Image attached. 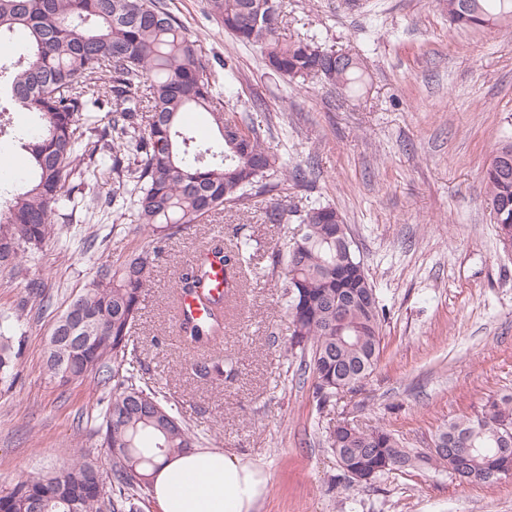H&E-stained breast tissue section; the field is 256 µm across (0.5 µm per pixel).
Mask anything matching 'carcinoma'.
<instances>
[{"mask_svg":"<svg viewBox=\"0 0 512 512\" xmlns=\"http://www.w3.org/2000/svg\"><path fill=\"white\" fill-rule=\"evenodd\" d=\"M209 12L244 46H258L271 72L292 82L320 78L352 95L364 85L358 54L324 50L312 38L280 40V0H207ZM448 18L461 28L512 21V0H448ZM25 56H16L17 44ZM0 85L9 103L34 117L14 136L28 154L29 173L0 203V270L18 271L65 224L128 220L150 241L123 260L97 268L89 286L57 317L48 343L52 375L75 381L89 374L112 386L97 431L112 459L103 480L96 462L80 458L60 471L35 472L0 491V512H142L154 459L192 447L179 413L138 384L131 329L144 292L154 280L160 244L188 224L270 194L288 180V166L253 123L224 109L217 72L199 54L198 40L161 0H0ZM186 112H206L217 130L198 141L183 126ZM512 155V140L496 145L485 171L486 201L499 231L512 232V167L494 164ZM112 184V194L97 189ZM329 204L299 214L282 263L290 350L312 371L318 409L341 392H354L375 370L381 351L384 306L366 273L343 276L347 260L361 264L350 232ZM249 239L211 249L228 271L226 288L252 260ZM174 288L193 294L202 319L178 313L188 346L224 335V298L209 292L204 262L186 267ZM83 314L94 343L77 355L66 340L69 320ZM20 316L0 315V382L13 376ZM202 379L231 377L237 361L193 363ZM327 444L345 479L370 484L391 471L444 468L461 481L483 483L492 468L512 469V395L487 401L480 411L450 422L425 451L392 433L345 419L328 427Z\"/></svg>","mask_w":512,"mask_h":512,"instance_id":"obj_1","label":"carcinoma"}]
</instances>
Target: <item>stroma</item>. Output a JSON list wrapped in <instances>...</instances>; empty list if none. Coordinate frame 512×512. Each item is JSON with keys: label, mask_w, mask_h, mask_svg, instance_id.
Instances as JSON below:
<instances>
[{"label": "stroma", "mask_w": 512, "mask_h": 512, "mask_svg": "<svg viewBox=\"0 0 512 512\" xmlns=\"http://www.w3.org/2000/svg\"><path fill=\"white\" fill-rule=\"evenodd\" d=\"M282 37L357 52L363 89L338 93L319 79L296 86L273 75L206 0H166L204 60H231L224 101L248 115L305 178L281 196L230 205L168 240L132 328L141 384L178 409L202 448L261 465L267 492L257 512H512V477L462 483L447 471L388 473L348 486L325 442L344 417L380 426L411 448H429L449 420L512 394V250L486 204L483 171L512 133V26L458 30L448 0H282ZM344 216L355 250L386 310L380 361L355 393L317 409L312 374L288 354V319L273 247L286 243L312 202ZM282 203L287 221L264 210ZM249 238L256 250L240 288L225 294L224 337L182 352L177 274L218 241ZM147 241L135 224L101 225L94 249L47 243L23 275L0 272V314L25 305L17 378L0 384V490L76 455L111 463L98 446L96 377L59 382L46 366L55 319L97 266ZM50 309H43V301ZM231 355L233 381H202L191 360Z\"/></svg>", "instance_id": "1"}]
</instances>
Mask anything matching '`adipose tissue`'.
Wrapping results in <instances>:
<instances>
[{"mask_svg": "<svg viewBox=\"0 0 512 512\" xmlns=\"http://www.w3.org/2000/svg\"><path fill=\"white\" fill-rule=\"evenodd\" d=\"M267 480L258 464L198 448L157 458L151 493L160 512H254Z\"/></svg>", "mask_w": 512, "mask_h": 512, "instance_id": "adipose-tissue-1", "label": "adipose tissue"}]
</instances>
